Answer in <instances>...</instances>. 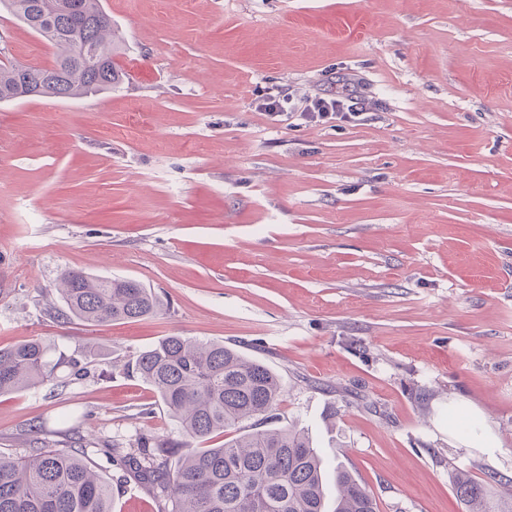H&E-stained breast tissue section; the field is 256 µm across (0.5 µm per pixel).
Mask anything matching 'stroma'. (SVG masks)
<instances>
[{
  "instance_id": "1",
  "label": "stroma",
  "mask_w": 512,
  "mask_h": 512,
  "mask_svg": "<svg viewBox=\"0 0 512 512\" xmlns=\"http://www.w3.org/2000/svg\"><path fill=\"white\" fill-rule=\"evenodd\" d=\"M119 87L0 102V348L55 384L0 395V454L83 448L113 512H171L104 441L177 438L141 382L70 376L159 339L268 364L267 427L308 431L377 512H465L512 481V0H102ZM54 48L0 10V61ZM353 89L354 123L255 109ZM66 270L129 278L165 315H54ZM457 498L466 507V512H512V489L506 488L495 506L487 501V492L482 483L476 482L466 473L454 477Z\"/></svg>"
}]
</instances>
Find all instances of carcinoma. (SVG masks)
<instances>
[{
    "instance_id": "1",
    "label": "carcinoma",
    "mask_w": 512,
    "mask_h": 512,
    "mask_svg": "<svg viewBox=\"0 0 512 512\" xmlns=\"http://www.w3.org/2000/svg\"><path fill=\"white\" fill-rule=\"evenodd\" d=\"M10 14L56 48L52 70L0 65V101L37 96L84 97L120 85L114 65L120 49L101 0H0ZM56 292L58 317L106 324L137 321L166 311L138 281L68 270ZM48 345L32 339L0 349V394L53 380ZM123 374L156 393L180 439L149 446L140 437L110 462L170 492L173 512H376L366 488L336 464V500L327 510L326 464L308 433L296 427L259 429L282 395L278 375L265 363L218 341L165 336L122 365ZM255 428L240 433L247 422ZM227 439L217 448L203 444ZM202 447L182 452L184 442ZM466 512H512V489L491 506L485 486L466 473L454 477ZM0 512H112V485L102 481L79 448L31 446L17 458L0 456Z\"/></svg>"
}]
</instances>
